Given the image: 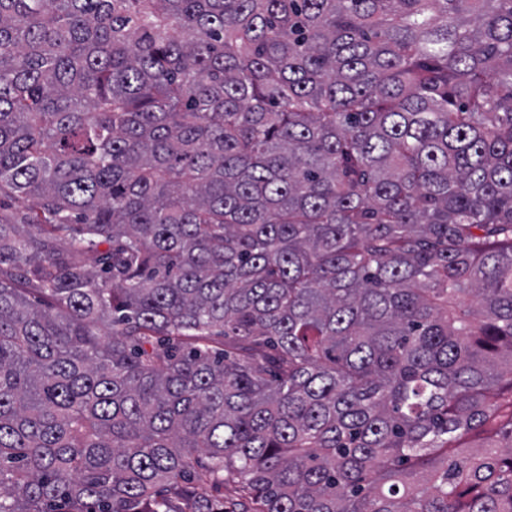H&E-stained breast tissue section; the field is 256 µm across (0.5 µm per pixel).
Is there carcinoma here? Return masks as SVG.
I'll return each mask as SVG.
<instances>
[{"mask_svg": "<svg viewBox=\"0 0 512 512\" xmlns=\"http://www.w3.org/2000/svg\"><path fill=\"white\" fill-rule=\"evenodd\" d=\"M15 197L0 512H512V0H0Z\"/></svg>", "mask_w": 512, "mask_h": 512, "instance_id": "obj_1", "label": "carcinoma"}]
</instances>
